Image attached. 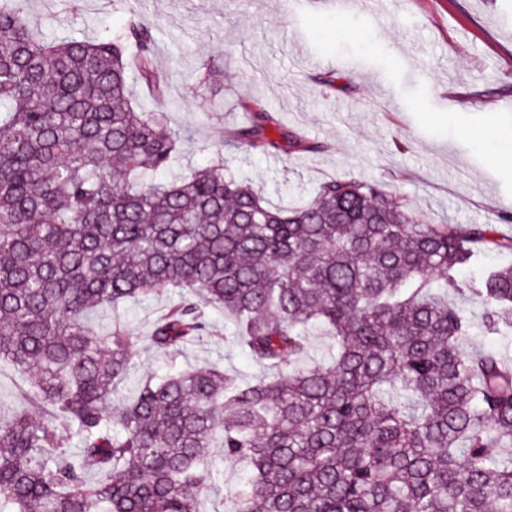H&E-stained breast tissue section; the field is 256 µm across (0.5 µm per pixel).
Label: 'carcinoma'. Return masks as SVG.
I'll return each mask as SVG.
<instances>
[{"label": "carcinoma", "instance_id": "cac0c4a2", "mask_svg": "<svg viewBox=\"0 0 512 512\" xmlns=\"http://www.w3.org/2000/svg\"><path fill=\"white\" fill-rule=\"evenodd\" d=\"M26 2L0 0V364L47 418L0 421V512H204L213 448L247 468L229 512H512V365L463 348L474 322L448 300L512 332V266L459 279L512 239L421 222L377 180L289 208L222 157L161 180L189 137L150 20L50 38ZM243 108L227 145L318 151L261 98ZM165 288L180 298L146 336L91 321ZM198 297L274 374H150L113 403L141 346L208 335ZM317 327L335 342L304 366Z\"/></svg>", "mask_w": 512, "mask_h": 512}]
</instances>
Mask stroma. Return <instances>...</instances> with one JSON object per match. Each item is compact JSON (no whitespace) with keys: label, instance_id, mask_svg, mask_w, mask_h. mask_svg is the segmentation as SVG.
Here are the masks:
<instances>
[{"label":"stroma","instance_id":"stroma-1","mask_svg":"<svg viewBox=\"0 0 512 512\" xmlns=\"http://www.w3.org/2000/svg\"><path fill=\"white\" fill-rule=\"evenodd\" d=\"M26 8L52 37L116 30L132 13L154 21L169 120L192 137L174 174L221 152L274 205L310 200L335 177L378 180L425 222L490 224L512 237V163L499 159L501 135L512 132V0H365L357 10L323 0L292 14L283 0H28ZM205 60L223 65L220 89L198 84ZM331 74L332 90L324 85ZM255 94L320 152L225 147V133L248 123L242 103ZM178 296L164 289L122 317L147 335ZM211 365L244 382L267 372L215 314L209 336L180 355L141 350L121 393L133 396L146 373ZM211 460L221 492L203 508L223 512L242 467L220 448Z\"/></svg>","mask_w":512,"mask_h":512}]
</instances>
